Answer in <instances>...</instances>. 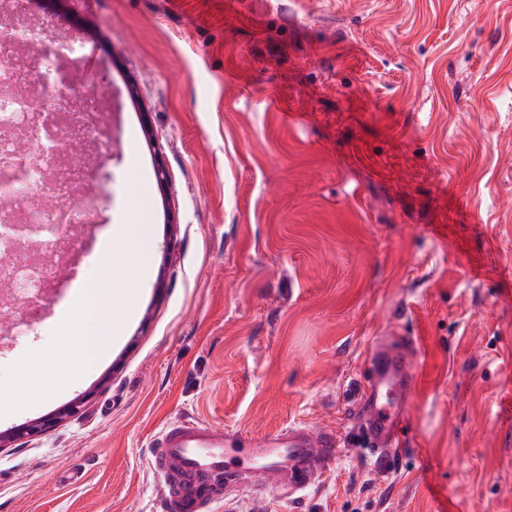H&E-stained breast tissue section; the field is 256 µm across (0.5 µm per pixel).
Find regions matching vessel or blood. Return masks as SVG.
I'll return each instance as SVG.
<instances>
[{
	"label": "vessel or blood",
	"mask_w": 512,
	"mask_h": 512,
	"mask_svg": "<svg viewBox=\"0 0 512 512\" xmlns=\"http://www.w3.org/2000/svg\"><path fill=\"white\" fill-rule=\"evenodd\" d=\"M415 378L403 344L375 346L361 388L355 433L366 458L399 444ZM334 432L298 425L260 436L205 421L167 424L150 452L162 512H221L232 494L255 488L295 495L312 487L338 458Z\"/></svg>",
	"instance_id": "obj_1"
}]
</instances>
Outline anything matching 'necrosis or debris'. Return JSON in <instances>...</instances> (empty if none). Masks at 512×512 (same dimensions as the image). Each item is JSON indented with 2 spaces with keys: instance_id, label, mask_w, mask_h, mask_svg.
<instances>
[{
  "instance_id": "obj_1",
  "label": "necrosis or debris",
  "mask_w": 512,
  "mask_h": 512,
  "mask_svg": "<svg viewBox=\"0 0 512 512\" xmlns=\"http://www.w3.org/2000/svg\"><path fill=\"white\" fill-rule=\"evenodd\" d=\"M21 44L27 45L28 56L37 57L55 53L60 48L39 26L0 27V59L11 61L10 66H0V155L15 153L18 148L16 140L5 136V129L32 127L36 130L33 139L36 149L25 157L30 178L0 180V195H6L10 201L9 213L0 212V224L10 218L23 224H46L50 217L45 210L33 206V198L42 193L60 199L70 197L78 192L89 175L88 167L67 153L65 141L91 140L102 151L107 150L109 143L96 120L101 111L99 101L90 98L81 107H74L76 90L54 86L48 70L30 66L28 56H21L17 50ZM37 81L50 85L49 96L33 102L28 111H21L15 99L16 89ZM49 277L46 267L35 260L9 266L0 264V281L12 284L14 294L21 300Z\"/></svg>"
}]
</instances>
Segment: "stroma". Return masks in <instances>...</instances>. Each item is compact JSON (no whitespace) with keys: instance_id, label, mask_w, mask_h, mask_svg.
Wrapping results in <instances>:
<instances>
[{"instance_id":"1","label":"stroma","mask_w":512,"mask_h":512,"mask_svg":"<svg viewBox=\"0 0 512 512\" xmlns=\"http://www.w3.org/2000/svg\"><path fill=\"white\" fill-rule=\"evenodd\" d=\"M93 53L111 155L96 223L55 279L103 277L99 239L149 199V270L111 352L0 433V512H154L161 428L345 436L374 341L411 343L407 431L341 444L300 500L232 512H512V0H41ZM137 130L128 144L126 133ZM163 161L165 184L154 168ZM0 368L47 346L46 289ZM80 479H73V472ZM81 401H75L64 409L59 416L49 417L44 419H38L29 421L15 428L8 433L0 434V448H10L12 445L23 439L32 440L33 438L41 435L47 428L52 426L54 423L62 420L65 416H70L77 413L80 407Z\"/></svg>"}]
</instances>
